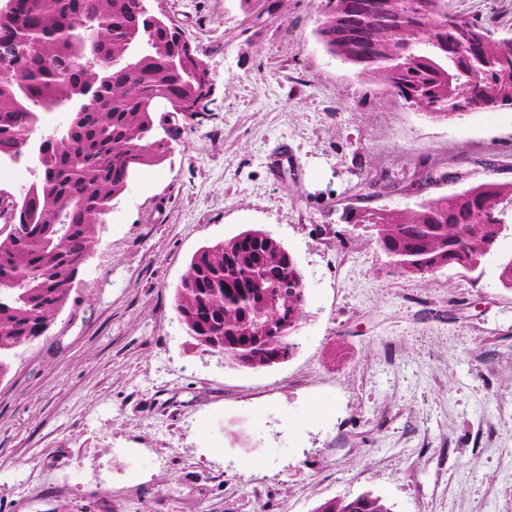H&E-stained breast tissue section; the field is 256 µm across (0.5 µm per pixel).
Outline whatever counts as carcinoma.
Listing matches in <instances>:
<instances>
[{
  "label": "carcinoma",
  "mask_w": 512,
  "mask_h": 512,
  "mask_svg": "<svg viewBox=\"0 0 512 512\" xmlns=\"http://www.w3.org/2000/svg\"><path fill=\"white\" fill-rule=\"evenodd\" d=\"M279 0H240L247 14ZM448 12V0H321L315 34L357 74L432 118L512 108V39ZM187 38L144 0H0V157L35 155V179L0 195V380L9 357L49 330L94 252L112 200L137 167L164 161L179 122L199 115L204 83ZM69 114L39 141L48 115ZM512 182L476 186L404 209L349 207L401 274L476 270L504 229ZM304 280L283 245L247 229L199 249L172 307L193 345L231 367L286 360L302 319ZM312 512H392L371 493Z\"/></svg>",
  "instance_id": "obj_1"
}]
</instances>
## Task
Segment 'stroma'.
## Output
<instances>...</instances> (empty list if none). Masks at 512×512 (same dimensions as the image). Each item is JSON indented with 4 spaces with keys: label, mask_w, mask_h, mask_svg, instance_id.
I'll use <instances>...</instances> for the list:
<instances>
[{
    "label": "stroma",
    "mask_w": 512,
    "mask_h": 512,
    "mask_svg": "<svg viewBox=\"0 0 512 512\" xmlns=\"http://www.w3.org/2000/svg\"><path fill=\"white\" fill-rule=\"evenodd\" d=\"M206 52L213 94L136 172L49 331L0 380V512H312L364 493L392 512H512L508 229L474 271L395 272L341 221L367 179L402 209L512 181V108L430 118L329 55L319 0L245 20L239 0H146ZM512 37V0H448ZM287 145L289 159L268 157ZM258 228L295 257L303 319L284 362L234 368L172 308L200 248Z\"/></svg>",
    "instance_id": "stroma-1"
}]
</instances>
